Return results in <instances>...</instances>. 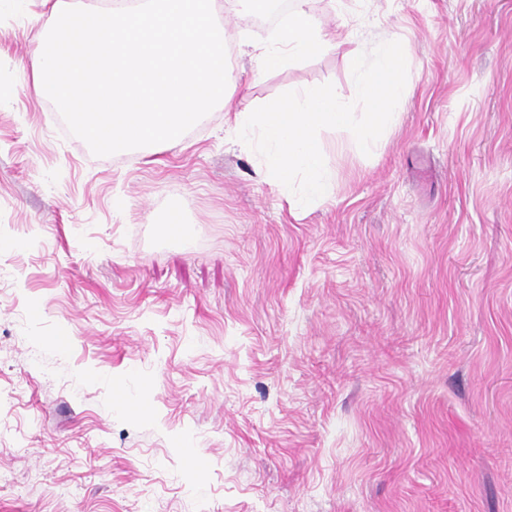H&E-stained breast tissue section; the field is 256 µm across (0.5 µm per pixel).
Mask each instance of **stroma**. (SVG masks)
<instances>
[{"label": "stroma", "mask_w": 512, "mask_h": 512, "mask_svg": "<svg viewBox=\"0 0 512 512\" xmlns=\"http://www.w3.org/2000/svg\"><path fill=\"white\" fill-rule=\"evenodd\" d=\"M95 4L0 0V512H512V0H306L340 47L259 79L215 5L248 112L406 52L378 148L322 131L302 209L220 105L72 135L32 58Z\"/></svg>", "instance_id": "obj_1"}]
</instances>
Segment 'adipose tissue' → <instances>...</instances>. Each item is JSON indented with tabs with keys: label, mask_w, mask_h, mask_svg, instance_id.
<instances>
[{
	"label": "adipose tissue",
	"mask_w": 512,
	"mask_h": 512,
	"mask_svg": "<svg viewBox=\"0 0 512 512\" xmlns=\"http://www.w3.org/2000/svg\"><path fill=\"white\" fill-rule=\"evenodd\" d=\"M336 46V34L321 26L303 7H296L288 23L275 32L253 57L254 71L262 75L284 66L288 60L320 53Z\"/></svg>",
	"instance_id": "ef3b65f1"
}]
</instances>
